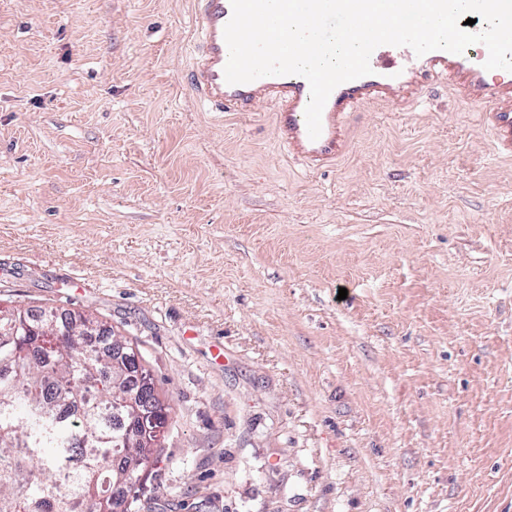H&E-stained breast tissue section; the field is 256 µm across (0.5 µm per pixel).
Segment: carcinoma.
I'll return each instance as SVG.
<instances>
[{
    "mask_svg": "<svg viewBox=\"0 0 512 512\" xmlns=\"http://www.w3.org/2000/svg\"><path fill=\"white\" fill-rule=\"evenodd\" d=\"M0 512H132L161 441L139 448L111 418L118 393L172 419L148 367L116 364L114 336L92 349L54 313L0 316Z\"/></svg>",
    "mask_w": 512,
    "mask_h": 512,
    "instance_id": "obj_1",
    "label": "carcinoma"
}]
</instances>
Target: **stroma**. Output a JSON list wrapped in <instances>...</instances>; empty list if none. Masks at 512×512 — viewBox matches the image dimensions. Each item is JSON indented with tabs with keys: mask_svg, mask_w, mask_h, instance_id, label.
Returning <instances> with one entry per match:
<instances>
[{
	"mask_svg": "<svg viewBox=\"0 0 512 512\" xmlns=\"http://www.w3.org/2000/svg\"><path fill=\"white\" fill-rule=\"evenodd\" d=\"M191 0H0V308L173 410L137 512H512V157L447 79L316 173L186 83ZM347 289L339 299V289Z\"/></svg>",
	"mask_w": 512,
	"mask_h": 512,
	"instance_id": "35a3bbf8",
	"label": "stroma"
}]
</instances>
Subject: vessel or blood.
<instances>
[{
  "mask_svg": "<svg viewBox=\"0 0 512 512\" xmlns=\"http://www.w3.org/2000/svg\"><path fill=\"white\" fill-rule=\"evenodd\" d=\"M201 43L187 75L190 88L216 112H254L272 105L279 141L310 170H319L342 156L350 144L349 131L355 109L364 103L393 95L404 101L421 98L435 78L450 76L459 96L488 105L486 114L492 145L500 154L512 155V86L487 79V49H466L453 54L435 50L416 56L411 48H376L370 56V75L338 85L330 94L321 118V134L310 138L305 110L310 99L308 81L299 75H272L231 85L224 68L229 59L224 29L231 18L230 0H195Z\"/></svg>",
  "mask_w": 512,
  "mask_h": 512,
  "instance_id": "1",
  "label": "vessel or blood"
}]
</instances>
